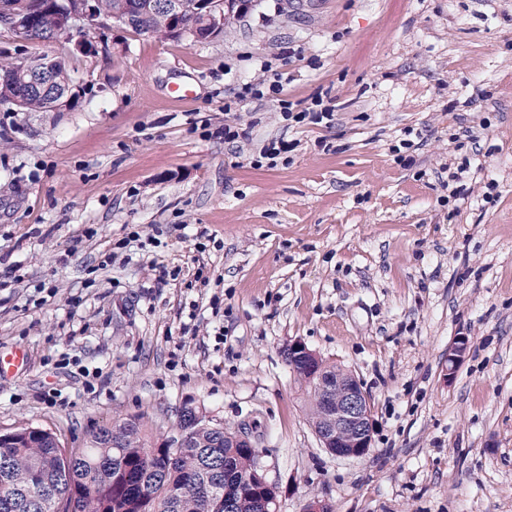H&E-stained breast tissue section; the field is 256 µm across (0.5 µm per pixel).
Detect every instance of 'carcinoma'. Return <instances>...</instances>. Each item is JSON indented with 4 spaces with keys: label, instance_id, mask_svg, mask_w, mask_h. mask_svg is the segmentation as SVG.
<instances>
[{
    "label": "carcinoma",
    "instance_id": "carcinoma-1",
    "mask_svg": "<svg viewBox=\"0 0 512 512\" xmlns=\"http://www.w3.org/2000/svg\"><path fill=\"white\" fill-rule=\"evenodd\" d=\"M133 1L142 7L133 31L180 38L154 9L155 0L100 4L112 15ZM32 20L34 36L49 39L50 8L38 9ZM67 90L72 105L79 92L64 64L32 87L24 110L40 111ZM11 433V439H0V512H44L49 494L63 502L62 512H226V488L235 502L231 512H260L249 498L253 453L224 447L225 438L233 434L224 426L197 432L191 447L175 452L149 437L137 418L114 419L93 430L84 448L70 454L44 428L21 426Z\"/></svg>",
    "mask_w": 512,
    "mask_h": 512
}]
</instances>
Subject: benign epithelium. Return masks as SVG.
Wrapping results in <instances>:
<instances>
[{"mask_svg": "<svg viewBox=\"0 0 512 512\" xmlns=\"http://www.w3.org/2000/svg\"><path fill=\"white\" fill-rule=\"evenodd\" d=\"M30 0H5L0 4V27L15 36L28 40ZM199 22L192 27L181 24L187 9V0H164L167 23L173 31H181L193 40L205 36L212 40L224 32L229 17H238L251 6L244 0H204ZM107 17L99 12L98 0H66L56 28V42L69 43L78 34L82 40L75 50L84 55L96 53L90 35L97 32ZM468 338L459 336L448 350V377H453L459 360L466 353ZM288 356L303 366L313 390L323 397L321 413L312 425L319 442L332 456L339 459H357L366 455L372 440V413L367 396L356 376L346 370H332L316 352L304 343L288 344ZM252 475L264 491L259 506L262 512H277V496L266 480L261 461H256Z\"/></svg>", "mask_w": 512, "mask_h": 512, "instance_id": "obj_1", "label": "benign epithelium"}]
</instances>
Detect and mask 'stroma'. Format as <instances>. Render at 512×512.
Masks as SVG:
<instances>
[{"label":"stroma","mask_w":512,"mask_h":512,"mask_svg":"<svg viewBox=\"0 0 512 512\" xmlns=\"http://www.w3.org/2000/svg\"><path fill=\"white\" fill-rule=\"evenodd\" d=\"M94 39L52 47L72 110L0 107V348L28 358L0 430L77 451L192 405L247 428L279 512H512V0H257L203 44ZM318 97L331 124L288 125ZM292 341L359 379L362 458L320 448Z\"/></svg>","instance_id":"obj_1"}]
</instances>
